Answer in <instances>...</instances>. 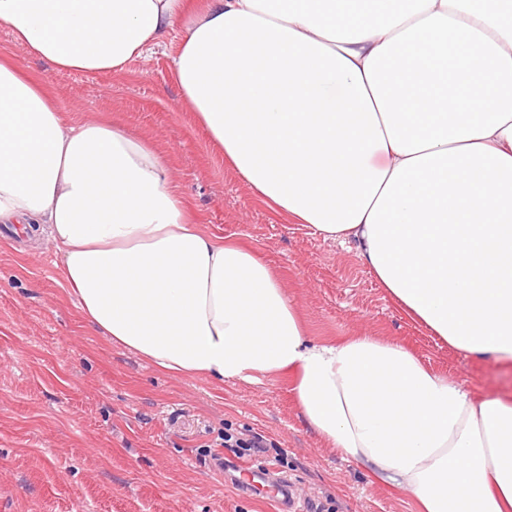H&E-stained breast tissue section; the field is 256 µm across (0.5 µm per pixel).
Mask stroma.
Instances as JSON below:
<instances>
[{"label": "stroma", "mask_w": 512, "mask_h": 512, "mask_svg": "<svg viewBox=\"0 0 512 512\" xmlns=\"http://www.w3.org/2000/svg\"><path fill=\"white\" fill-rule=\"evenodd\" d=\"M178 47L170 36L120 75L55 72L0 28V49L47 79L66 120H112L166 155L200 230L271 267L310 342L396 341L475 396L512 402V363L444 344L403 312L353 245L254 194L183 100ZM291 387L288 374L219 383L160 370L88 326L46 235L0 238V512H276L268 491L244 496L215 467L208 446L227 430L281 448L273 468L298 499L330 512H413L410 492L377 482L305 426Z\"/></svg>", "instance_id": "1"}]
</instances>
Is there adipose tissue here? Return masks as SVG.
<instances>
[{
    "label": "adipose tissue",
    "instance_id": "1",
    "mask_svg": "<svg viewBox=\"0 0 512 512\" xmlns=\"http://www.w3.org/2000/svg\"><path fill=\"white\" fill-rule=\"evenodd\" d=\"M0 0L52 70L173 74L277 211L353 242L459 352L512 360V0ZM0 224L46 225L91 328L172 374L295 375L306 426L418 512H512V404L396 342H308L269 266L201 232L148 140L67 123L0 50Z\"/></svg>",
    "mask_w": 512,
    "mask_h": 512
}]
</instances>
